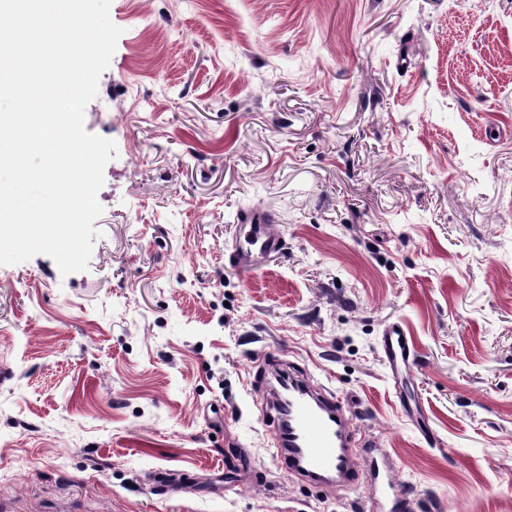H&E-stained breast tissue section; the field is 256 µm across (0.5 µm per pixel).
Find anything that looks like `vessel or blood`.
<instances>
[{
	"mask_svg": "<svg viewBox=\"0 0 512 512\" xmlns=\"http://www.w3.org/2000/svg\"><path fill=\"white\" fill-rule=\"evenodd\" d=\"M278 222L277 215L267 209L238 213L236 237L225 261L249 273L260 271L284 247ZM382 348L394 374L409 368L414 348L402 325L384 330ZM269 366L278 370L289 397L282 402L267 392L254 399L253 408L273 425L275 460L285 474L306 483L331 476L345 489L363 485L374 512H414V497L398 489L393 461L373 452L370 439L345 415L339 396L312 384L284 360H271Z\"/></svg>",
	"mask_w": 512,
	"mask_h": 512,
	"instance_id": "b4317fda",
	"label": "vessel or blood"
}]
</instances>
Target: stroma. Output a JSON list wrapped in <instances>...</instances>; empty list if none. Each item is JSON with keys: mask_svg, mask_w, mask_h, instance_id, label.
I'll use <instances>...</instances> for the list:
<instances>
[{"mask_svg": "<svg viewBox=\"0 0 512 512\" xmlns=\"http://www.w3.org/2000/svg\"><path fill=\"white\" fill-rule=\"evenodd\" d=\"M109 16L88 267L0 265V512H363L277 467L273 356L338 393L415 512H512V0ZM247 206L285 239L251 275L224 262ZM382 348L393 375L398 376L409 368L414 357V348L402 325L393 324L384 330Z\"/></svg>", "mask_w": 512, "mask_h": 512, "instance_id": "obj_1", "label": "stroma"}]
</instances>
